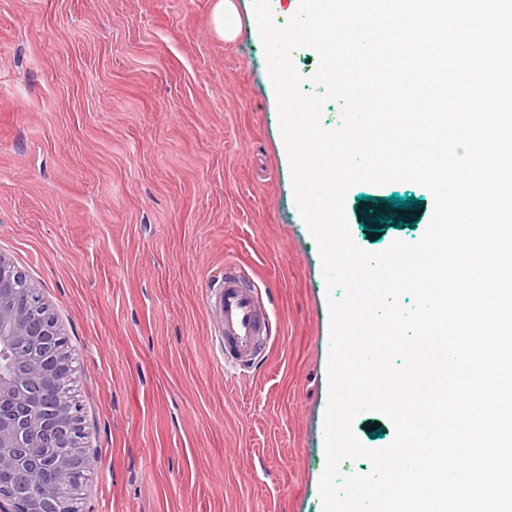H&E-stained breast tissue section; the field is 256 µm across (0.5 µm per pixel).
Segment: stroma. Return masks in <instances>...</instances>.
I'll use <instances>...</instances> for the list:
<instances>
[{
    "mask_svg": "<svg viewBox=\"0 0 512 512\" xmlns=\"http://www.w3.org/2000/svg\"><path fill=\"white\" fill-rule=\"evenodd\" d=\"M0 0V255L75 369L94 465L81 512H322L330 300L296 207L252 0ZM415 199L399 224L391 196ZM385 208L368 231L369 204ZM411 182L357 184L352 240L417 243ZM235 259L272 291L264 365L236 375L205 286ZM212 22L215 31L224 39H233L241 28V21L232 0H217L214 7Z\"/></svg>",
    "mask_w": 512,
    "mask_h": 512,
    "instance_id": "1",
    "label": "stroma"
}]
</instances>
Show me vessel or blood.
I'll return each mask as SVG.
<instances>
[{
	"label": "vessel or blood",
	"mask_w": 512,
	"mask_h": 512,
	"mask_svg": "<svg viewBox=\"0 0 512 512\" xmlns=\"http://www.w3.org/2000/svg\"><path fill=\"white\" fill-rule=\"evenodd\" d=\"M206 302L220 316V359L225 366L241 373L261 364L271 339L270 308L261 293L249 286L244 266L225 263Z\"/></svg>",
	"instance_id": "obj_1"
}]
</instances>
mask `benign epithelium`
Segmentation results:
<instances>
[{"mask_svg":"<svg viewBox=\"0 0 512 512\" xmlns=\"http://www.w3.org/2000/svg\"><path fill=\"white\" fill-rule=\"evenodd\" d=\"M71 375L38 289L0 255V512H79L91 456Z\"/></svg>","mask_w":512,"mask_h":512,"instance_id":"obj_1","label":"benign epithelium"}]
</instances>
